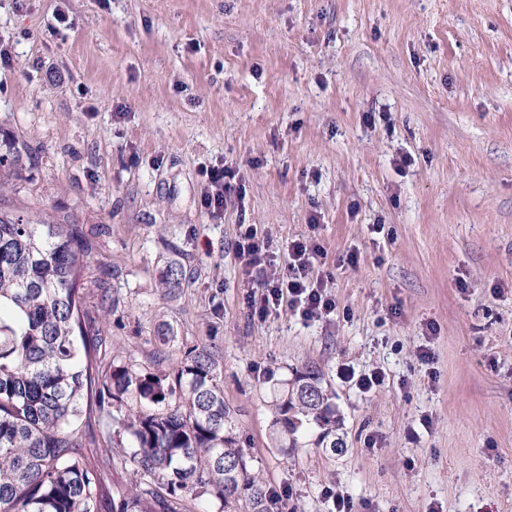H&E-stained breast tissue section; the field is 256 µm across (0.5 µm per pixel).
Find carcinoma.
Here are the masks:
<instances>
[{
  "mask_svg": "<svg viewBox=\"0 0 512 512\" xmlns=\"http://www.w3.org/2000/svg\"><path fill=\"white\" fill-rule=\"evenodd\" d=\"M88 263L79 225L0 209V512H176V500L199 494L280 512L240 444L210 351L188 350L171 375L102 364ZM322 380L299 372L275 399L291 447L305 423L322 428L320 443L334 432ZM92 426L106 443L129 439L141 481L118 496L95 468V441L83 439Z\"/></svg>",
  "mask_w": 512,
  "mask_h": 512,
  "instance_id": "cac0c4a2",
  "label": "carcinoma"
}]
</instances>
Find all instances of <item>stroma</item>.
I'll use <instances>...</instances> for the list:
<instances>
[{
  "label": "stroma",
  "instance_id": "stroma-1",
  "mask_svg": "<svg viewBox=\"0 0 512 512\" xmlns=\"http://www.w3.org/2000/svg\"><path fill=\"white\" fill-rule=\"evenodd\" d=\"M0 41V142L25 156L0 204L80 225L106 359L168 374L209 349L284 512H332V490L512 512V0H0ZM223 162L245 197L219 215ZM247 226L320 246L334 312L254 314ZM308 367L338 449L275 445L272 400ZM95 465L138 478L120 448ZM206 190L203 200L206 207L213 212L224 210V202L232 195L242 199L243 185L236 179L234 170L224 164L206 169Z\"/></svg>",
  "mask_w": 512,
  "mask_h": 512
}]
</instances>
